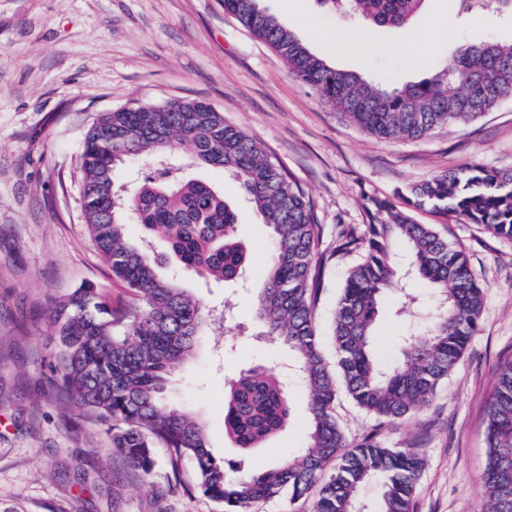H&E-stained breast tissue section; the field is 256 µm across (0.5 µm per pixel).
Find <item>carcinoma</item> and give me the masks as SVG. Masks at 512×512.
Returning <instances> with one entry per match:
<instances>
[{
    "label": "carcinoma",
    "instance_id": "cac0c4a2",
    "mask_svg": "<svg viewBox=\"0 0 512 512\" xmlns=\"http://www.w3.org/2000/svg\"><path fill=\"white\" fill-rule=\"evenodd\" d=\"M347 19L388 28L408 24L426 0H325ZM464 13L512 14V0H460ZM224 10L268 44L328 105L383 140H416L449 124L466 126L512 99V44L461 46L451 66L416 83L390 87L337 69L314 54L260 0H224ZM146 157L151 166L128 187L115 171ZM203 167L230 174L272 231L267 276L253 318L264 335L288 347L310 396L306 446L262 471L229 472L212 453L203 421L169 403L167 381L203 343L213 313L174 277L160 273L154 242L183 268L209 281L244 277L248 255L236 212L224 191L189 174ZM82 215L97 249L133 296L114 308L92 287L55 304L51 387L57 405L103 435L106 455L117 454L135 473L149 474L154 450L164 448L174 482L181 465H194L192 488L222 512L285 494L295 502L314 495L313 512H413L422 459L412 447L382 440L392 428L430 406L476 333L485 289L463 248L433 224H417L392 203L371 200L384 219L340 226L336 251H361L348 271L331 317L332 356L316 323L321 232L310 199L260 144L203 101L136 103L102 112L85 134L80 155ZM410 207L450 220L480 224L512 242V171L478 165L438 174L411 187ZM139 224L132 241L126 225ZM422 281L426 305L411 288ZM398 296L395 316L409 314L393 361L373 355L383 300ZM344 391L373 421L350 445L336 419ZM288 388L278 375L250 367L224 394V430L239 451L262 447L288 424ZM484 512H512V356L498 369L487 408ZM377 486L378 498L360 500Z\"/></svg>",
    "mask_w": 512,
    "mask_h": 512
}]
</instances>
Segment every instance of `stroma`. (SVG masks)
I'll use <instances>...</instances> for the list:
<instances>
[{
	"label": "stroma",
	"instance_id": "obj_1",
	"mask_svg": "<svg viewBox=\"0 0 512 512\" xmlns=\"http://www.w3.org/2000/svg\"><path fill=\"white\" fill-rule=\"evenodd\" d=\"M314 53L343 44L336 68L400 87L449 65L464 42L512 43V17L466 16L459 0H427L415 24L430 53L418 61L400 29L353 24L321 0H261ZM199 99L255 138L310 198L321 229V335L356 252L336 250L339 225L372 220L371 199L406 209L409 185L464 166L512 170V100L465 127L418 140L382 141L341 117L293 76L223 0H0V512H220L198 492L170 493L172 469L157 449L149 475L104 455L101 435L77 427L47 389L54 303L90 286L112 305L128 294L98 253L82 219L79 156L99 113L133 102ZM193 176L223 187L251 254L246 284L204 281L164 261L162 274L206 306L233 298L232 347L209 346L176 370L167 398L201 415L217 459L266 469L305 445L309 397L289 376V354L266 341L247 312L262 287L270 231L222 173ZM460 243L486 290L477 332L433 404L386 430L424 459L413 512H482L486 406L501 361L512 355V243L477 224L412 212ZM262 364L288 385L292 419L264 447L241 454L224 436V384Z\"/></svg>",
	"mask_w": 512,
	"mask_h": 512
}]
</instances>
